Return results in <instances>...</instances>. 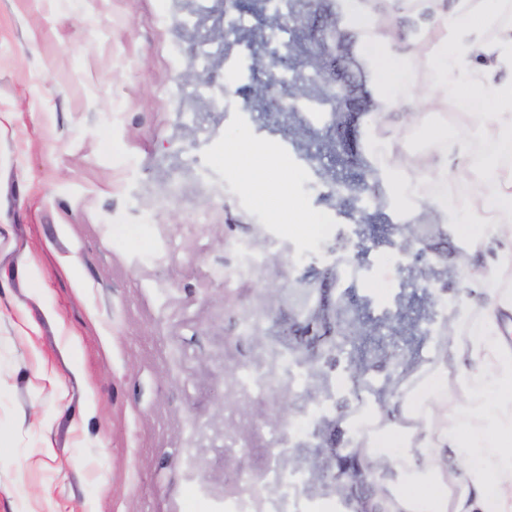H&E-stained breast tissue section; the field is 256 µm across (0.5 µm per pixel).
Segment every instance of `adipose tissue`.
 I'll return each mask as SVG.
<instances>
[{
    "instance_id": "ef3b65f1",
    "label": "adipose tissue",
    "mask_w": 512,
    "mask_h": 512,
    "mask_svg": "<svg viewBox=\"0 0 512 512\" xmlns=\"http://www.w3.org/2000/svg\"><path fill=\"white\" fill-rule=\"evenodd\" d=\"M501 8L502 0H459L457 13L441 23L444 37L438 61L444 71H465L469 55L475 52L487 59L484 81H454L445 89L460 106L483 101V109L473 115L475 131L489 135L496 149L472 168L470 189L481 204L464 224L459 223L458 207L448 193L447 152L438 154L432 168L436 177L432 206L451 225L456 241L468 253L482 252L485 262L473 270L474 286L462 299L463 307L478 309L480 319L468 336L445 347L456 382L467 393L460 419L453 427L420 434L398 425L375 442L379 448L394 443L418 455L412 487L394 491L403 512H512V293L503 290L498 280L499 272L512 266V175L494 190L486 188L490 170L512 163V76L499 75L503 67L512 66V31L490 45L463 38L464 33L496 26ZM367 51L375 91L390 96L404 69L401 55L385 43L368 45ZM225 154L234 159L243 187L273 217L290 215V233L306 236L315 231V219L303 214L298 200L273 188L264 148L244 138L228 146ZM434 448L463 459L455 485L435 477L430 457Z\"/></svg>"
}]
</instances>
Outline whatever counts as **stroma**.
Masks as SVG:
<instances>
[{
	"label": "stroma",
	"instance_id": "35a3bbf8",
	"mask_svg": "<svg viewBox=\"0 0 512 512\" xmlns=\"http://www.w3.org/2000/svg\"><path fill=\"white\" fill-rule=\"evenodd\" d=\"M340 8L302 0L287 42L338 33L290 120L254 94L249 36L221 40L224 0H0V512H224L240 469L272 461L307 476L291 512H349L336 451L375 460L369 433L449 372L467 253L414 193L395 205L376 180L387 205L368 223L348 188L368 165L415 185L426 128L457 140L473 119L442 87L427 0L383 7L374 31L434 86L424 102L403 83L376 94ZM336 93L341 117L310 111ZM242 136L324 229L260 219L217 155ZM423 244L442 262L415 259ZM323 281L347 330L334 345L295 333Z\"/></svg>",
	"mask_w": 512,
	"mask_h": 512
}]
</instances>
